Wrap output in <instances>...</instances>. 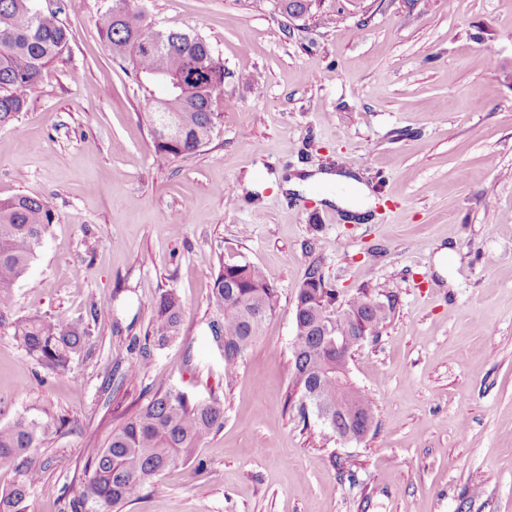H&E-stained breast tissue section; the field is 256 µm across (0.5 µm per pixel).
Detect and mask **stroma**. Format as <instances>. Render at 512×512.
I'll list each match as a JSON object with an SVG mask.
<instances>
[{"label": "stroma", "instance_id": "1", "mask_svg": "<svg viewBox=\"0 0 512 512\" xmlns=\"http://www.w3.org/2000/svg\"><path fill=\"white\" fill-rule=\"evenodd\" d=\"M54 3L69 50L0 126V198L40 195L55 213L0 309V425L68 423L0 469V493L35 467L25 512H61L110 431L176 387L223 404V427L111 512H512V0H355L335 25L289 30L274 0H134L224 61L217 136L165 165L150 104L99 35L107 0ZM332 165L375 195L367 218L282 187ZM230 257L258 266L279 306L228 379L208 323ZM314 264L339 302L395 301L349 360L377 405L359 442L288 397L294 297ZM168 290L180 337L113 392ZM59 311L91 339L45 376L15 324Z\"/></svg>", "mask_w": 512, "mask_h": 512}]
</instances>
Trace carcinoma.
Returning a JSON list of instances; mask_svg holds the SVG:
<instances>
[{
  "label": "carcinoma",
  "instance_id": "cac0c4a2",
  "mask_svg": "<svg viewBox=\"0 0 512 512\" xmlns=\"http://www.w3.org/2000/svg\"><path fill=\"white\" fill-rule=\"evenodd\" d=\"M115 10L107 8L99 28L112 52V59L131 67L132 75L146 99L154 101L148 113L150 125L158 116H167V127L153 130L155 155L167 163L192 153L209 143L217 131V98L224 92V63L207 42L197 35L154 28L143 11L131 0H119ZM283 16L303 13L327 25L337 20L341 10L333 0H277ZM61 8L40 9L33 0H0V125L7 124L24 110L28 97L44 70L60 59L69 42V29L62 22ZM196 63L203 70L194 79L187 66ZM54 222L49 202L38 196L17 195L0 199V307L12 302V288L23 277L36 256L48 228ZM212 300L220 318L210 323V332L224 356V375L230 378L263 324L278 304L276 289L255 265L229 259L213 279ZM394 299L380 301L365 291L348 309L366 321L368 331L384 327L393 310ZM336 291L328 286L325 274L311 265L303 287L295 295L294 314L303 324L316 320L326 329L318 335L311 330L307 342L300 340L292 352L291 387L302 392L318 386L335 394L336 333L354 334L350 315L336 316ZM183 303L173 290L162 293L153 306L149 331L142 347V360L131 363L121 380H132L149 359L148 347L162 349L181 333ZM15 337L36 365L46 373L68 369L89 340L90 332L81 322L64 314L31 316L19 320ZM375 402L358 392L339 413L334 429L361 420L374 421ZM65 419L20 415L0 425V468L9 467L38 448ZM224 425V408L216 402L195 399L170 387L160 389L112 429L102 448L87 461L85 488L65 503L67 512H109V508L135 500L145 485L164 471L190 462L201 443ZM41 472L29 469L24 477L0 496V512H24L30 490Z\"/></svg>",
  "mask_w": 512,
  "mask_h": 512
}]
</instances>
